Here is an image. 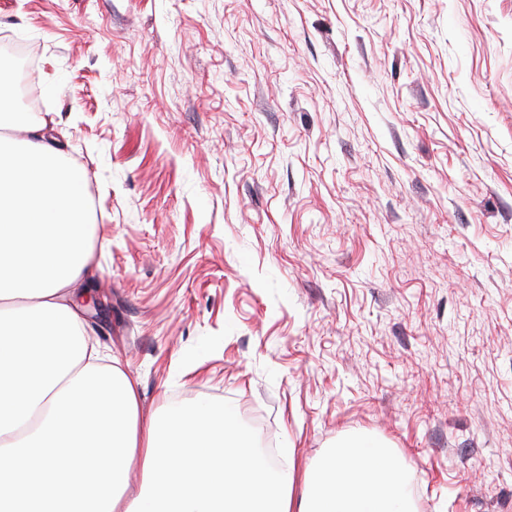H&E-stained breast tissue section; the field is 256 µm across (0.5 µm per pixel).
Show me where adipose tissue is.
<instances>
[{"label":"adipose tissue","mask_w":512,"mask_h":512,"mask_svg":"<svg viewBox=\"0 0 512 512\" xmlns=\"http://www.w3.org/2000/svg\"><path fill=\"white\" fill-rule=\"evenodd\" d=\"M13 84L0 66V512H416L408 465L372 436L284 475L233 403L142 411L75 301L101 276L87 172L9 104Z\"/></svg>","instance_id":"obj_1"}]
</instances>
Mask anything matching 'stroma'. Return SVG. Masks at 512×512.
I'll return each instance as SVG.
<instances>
[{
	"mask_svg": "<svg viewBox=\"0 0 512 512\" xmlns=\"http://www.w3.org/2000/svg\"><path fill=\"white\" fill-rule=\"evenodd\" d=\"M85 168L144 412L344 435L419 512H512V0H0Z\"/></svg>",
	"mask_w": 512,
	"mask_h": 512,
	"instance_id": "1",
	"label": "stroma"
}]
</instances>
